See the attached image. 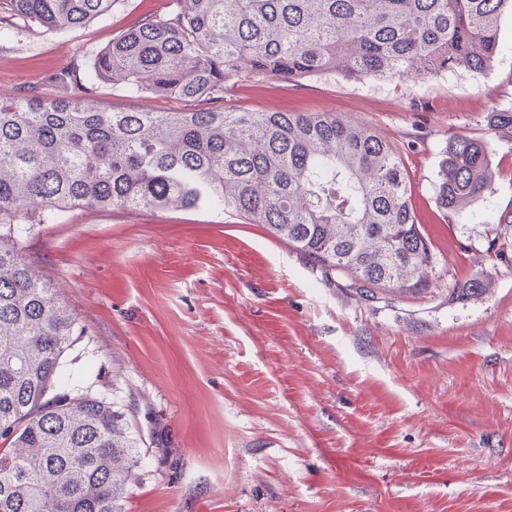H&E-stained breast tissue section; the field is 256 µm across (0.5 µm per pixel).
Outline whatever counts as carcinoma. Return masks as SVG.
I'll use <instances>...</instances> for the list:
<instances>
[{"label":"carcinoma","instance_id":"carcinoma-1","mask_svg":"<svg viewBox=\"0 0 512 512\" xmlns=\"http://www.w3.org/2000/svg\"><path fill=\"white\" fill-rule=\"evenodd\" d=\"M113 0H0V29L72 31ZM78 67V92L0 97V512H125L148 449L96 382L68 384L65 354L85 327L39 275L21 224L78 209L191 210L260 224L359 293L420 294L434 255L412 210L397 149L332 112H234L241 79H428L490 69L512 0H172ZM167 96L173 112L108 111L94 90ZM512 134V110L493 113ZM437 201L481 196L485 144L450 138ZM482 290L448 284V303Z\"/></svg>","mask_w":512,"mask_h":512}]
</instances>
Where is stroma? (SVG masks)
<instances>
[{"label": "stroma", "instance_id": "stroma-1", "mask_svg": "<svg viewBox=\"0 0 512 512\" xmlns=\"http://www.w3.org/2000/svg\"><path fill=\"white\" fill-rule=\"evenodd\" d=\"M169 0H114L76 31L0 36V96L75 93L62 78ZM491 68L427 80L246 78L230 110L333 112L400 153L436 259L428 292L369 301L326 285L262 225L208 207L75 210L28 236L40 276L86 329L65 358L97 379L149 453L126 512H512V14ZM101 108L171 98L100 86ZM483 141L495 178L437 204L449 139ZM484 291L449 304L451 281Z\"/></svg>", "mask_w": 512, "mask_h": 512}]
</instances>
